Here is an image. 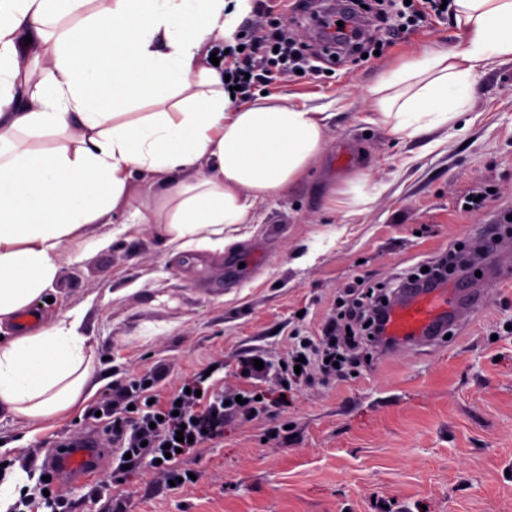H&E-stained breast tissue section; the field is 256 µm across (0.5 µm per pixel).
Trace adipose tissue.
Instances as JSON below:
<instances>
[{
	"instance_id": "adipose-tissue-1",
	"label": "adipose tissue",
	"mask_w": 512,
	"mask_h": 512,
	"mask_svg": "<svg viewBox=\"0 0 512 512\" xmlns=\"http://www.w3.org/2000/svg\"><path fill=\"white\" fill-rule=\"evenodd\" d=\"M466 47L385 74L375 121L401 139L454 126L492 59L512 56V0H453ZM247 0H0V325L58 279L93 225L154 224L177 250L233 242L256 200L287 194L327 127L299 105L233 100L204 64ZM161 103L143 112L142 100ZM149 182L147 196L135 179ZM75 314L0 342V415L37 424L87 398Z\"/></svg>"
}]
</instances>
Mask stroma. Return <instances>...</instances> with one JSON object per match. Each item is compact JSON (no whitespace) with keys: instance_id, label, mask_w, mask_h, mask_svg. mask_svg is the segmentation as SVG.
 Segmentation results:
<instances>
[{"instance_id":"1","label":"stroma","mask_w":512,"mask_h":512,"mask_svg":"<svg viewBox=\"0 0 512 512\" xmlns=\"http://www.w3.org/2000/svg\"><path fill=\"white\" fill-rule=\"evenodd\" d=\"M452 14L428 18L370 60L321 63L320 74L269 88L268 101L327 113L320 160L283 197L256 202L221 251L174 252L154 225L98 224L107 247L72 254L40 322L76 312L94 347L86 402L31 425L0 419V460L36 483L53 445L75 440L114 385L162 368L167 396L210 366L225 392L256 389L266 410L234 417L224 437L184 456L182 486L110 457L93 478L59 489L66 512H512V58L489 62L457 125L401 140L374 121L379 77L433 49L464 50ZM365 173L370 198L339 202ZM483 208L468 209L472 191ZM493 227L490 254L471 243L468 288L485 306L447 337L390 353L360 350L342 372L283 390L279 368L299 338L319 335L356 281L397 283L459 239ZM257 355L261 378L239 363Z\"/></svg>"}]
</instances>
